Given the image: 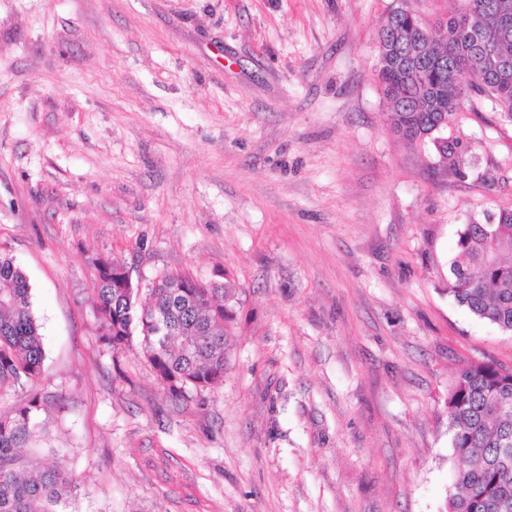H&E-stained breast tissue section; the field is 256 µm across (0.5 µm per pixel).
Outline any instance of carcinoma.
Returning a JSON list of instances; mask_svg holds the SVG:
<instances>
[{
  "label": "carcinoma",
  "instance_id": "carcinoma-1",
  "mask_svg": "<svg viewBox=\"0 0 512 512\" xmlns=\"http://www.w3.org/2000/svg\"><path fill=\"white\" fill-rule=\"evenodd\" d=\"M470 0H454L445 20L448 38L430 49L452 59L457 74L481 68L482 38L488 17L468 16L469 31L454 35L459 14ZM390 106V125L409 144H429L443 168L459 161V141L444 136L458 108L473 89L432 77L417 82L392 64L378 75ZM478 90L490 94L512 122V80L503 88L495 77L480 74ZM512 209L499 211L497 222L472 221L457 230L449 266L448 295L479 320L512 333ZM117 263L94 262V312L99 339L113 349L138 336L144 357L165 391L186 399L192 391L224 381L229 367L236 285L229 275L213 287L186 273L165 274L147 289L126 298ZM45 351L33 310L31 285L21 266L0 250V389L33 386L43 373ZM37 395L0 415V512H67L77 494L73 477L53 467H39L27 453L41 436L36 420ZM448 430L453 455L461 462L446 497L445 512H512V377L492 361L460 369L448 395Z\"/></svg>",
  "mask_w": 512,
  "mask_h": 512
}]
</instances>
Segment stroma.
<instances>
[{
  "label": "stroma",
  "instance_id": "1",
  "mask_svg": "<svg viewBox=\"0 0 512 512\" xmlns=\"http://www.w3.org/2000/svg\"><path fill=\"white\" fill-rule=\"evenodd\" d=\"M403 4L450 0H0V250L69 512H444L454 378L512 367L446 291L459 225L512 208V122L469 92L448 171L392 131L377 30ZM100 257L144 287L231 275L222 384L172 399L100 342Z\"/></svg>",
  "mask_w": 512,
  "mask_h": 512
}]
</instances>
